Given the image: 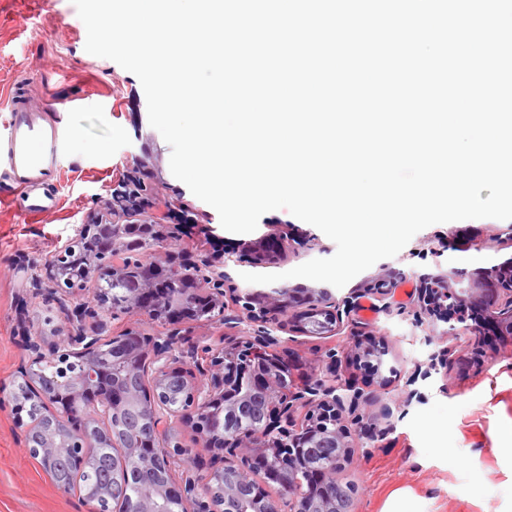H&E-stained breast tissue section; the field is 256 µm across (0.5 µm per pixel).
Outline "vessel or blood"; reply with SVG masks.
<instances>
[{
	"label": "vessel or blood",
	"instance_id": "1",
	"mask_svg": "<svg viewBox=\"0 0 512 512\" xmlns=\"http://www.w3.org/2000/svg\"><path fill=\"white\" fill-rule=\"evenodd\" d=\"M9 120L0 129V172L9 189L0 197L17 216L34 224L60 209L62 198L50 183L60 177L64 137L58 123L31 111L19 88L8 94Z\"/></svg>",
	"mask_w": 512,
	"mask_h": 512
}]
</instances>
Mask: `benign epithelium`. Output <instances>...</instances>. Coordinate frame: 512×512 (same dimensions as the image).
<instances>
[{
    "instance_id": "benign-epithelium-1",
    "label": "benign epithelium",
    "mask_w": 512,
    "mask_h": 512,
    "mask_svg": "<svg viewBox=\"0 0 512 512\" xmlns=\"http://www.w3.org/2000/svg\"><path fill=\"white\" fill-rule=\"evenodd\" d=\"M113 216L110 224L79 225L77 233L55 250L46 267L53 290L70 295L108 275L124 281L125 288L112 303L106 290L100 291L102 312L110 314L120 304L154 320L174 321L196 312L199 295L204 294L211 303L200 315L215 310L223 313L230 307L235 312L233 319L258 327L257 334L224 335L222 347L208 358L209 382L198 384L190 376L185 378L181 402L175 408L169 392L173 366L167 344L160 346L147 338L140 346L128 347V336L123 335L112 337L109 345L83 334L53 345L52 357L60 362V373L67 382H76L72 400L64 404L55 402L40 386L45 356L35 352L13 395L18 404L36 399L47 412L43 443L30 449L32 456L41 460L65 493L73 490V484L62 467L80 464L90 448H119L144 470L163 471L160 480L144 484L140 496L129 500L124 512H150V503L158 499L170 503L168 512H219L217 502L233 494L226 486L214 485L209 474H188L182 485L174 487L168 476L171 447L181 455L206 452L245 478L253 495L250 507L242 512H283L284 499L288 512H314L316 501L325 505L322 512H352L354 486L342 482L340 474L353 457L348 424L360 421L358 409L364 394L361 388L342 381L332 364L324 378L315 382L295 373L278 351L281 340L268 326L292 336H331L342 320L340 307L350 314L360 294L352 292L339 304L328 288L285 285L241 290L206 259L179 266L156 262L152 276L129 281L130 264H141L138 256L162 247L163 227L147 217L130 220L119 212ZM273 241L272 248L254 249L251 262L287 261L295 236L284 226ZM418 303L428 315L452 310V319L480 344L488 335L512 344V256L476 269L465 287L451 270L425 274ZM385 355L379 345L366 346L359 340L354 346L355 361L373 366L376 372ZM138 405L139 431L146 436V447L102 431L101 423L115 410ZM239 409L260 412L261 427L224 424L223 412ZM176 425L192 428L196 448L171 444L170 433ZM313 448L334 452L299 469L298 462ZM262 473L279 480V494H270L257 481Z\"/></svg>"
}]
</instances>
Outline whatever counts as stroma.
Returning a JSON list of instances; mask_svg holds the SVG:
<instances>
[{
    "label": "stroma",
    "mask_w": 512,
    "mask_h": 512,
    "mask_svg": "<svg viewBox=\"0 0 512 512\" xmlns=\"http://www.w3.org/2000/svg\"><path fill=\"white\" fill-rule=\"evenodd\" d=\"M86 38L72 0H0V102L14 84H26L33 106L49 104L50 119L66 132L60 210L28 224L0 209V512H90L79 493L59 490L29 451V420L12 394L32 346L50 355L57 332L83 312L84 330L103 338L127 330L162 340L179 334L173 354L190 371L192 347L213 343L225 331L219 320L169 325L136 310L95 317L91 285L74 296L55 295L45 263L79 224L113 206L137 207L171 234L159 259L220 260L236 284L242 273L256 270L242 257V243L259 241L273 224L295 225L306 238L278 272L336 252L319 229L284 209L262 215L254 232L224 230L216 210L171 174V149L149 124L139 79L86 52ZM511 228L512 222L483 218L421 230L395 257L336 289L341 299L361 281L392 275L387 299L366 296L370 313L355 311L336 336L284 342L299 374L319 378L332 362L341 378L375 395L353 428V462L342 474L356 486L353 512H383L396 492L412 497L416 512H512V451L495 448L492 440L503 416L512 417V348L475 344L464 330L446 336L445 320L422 315L416 306L421 274L452 270L464 279L474 267L512 256L499 245ZM464 254L474 263H460ZM360 335L386 343L384 361L393 372L384 388L373 387L372 369L352 363L350 348ZM448 346L454 350L449 366L428 369L430 355Z\"/></svg>",
    "instance_id": "35a3bbf8"
}]
</instances>
